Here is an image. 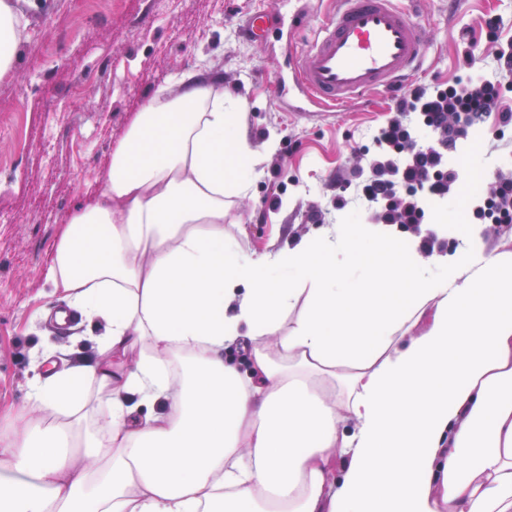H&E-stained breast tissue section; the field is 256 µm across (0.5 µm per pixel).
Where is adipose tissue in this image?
<instances>
[{
	"mask_svg": "<svg viewBox=\"0 0 512 512\" xmlns=\"http://www.w3.org/2000/svg\"><path fill=\"white\" fill-rule=\"evenodd\" d=\"M40 7L0 0V79ZM178 85L61 229L45 278L104 332L0 414V512H512V252L451 261L369 224L244 250L240 100Z\"/></svg>",
	"mask_w": 512,
	"mask_h": 512,
	"instance_id": "1",
	"label": "adipose tissue"
}]
</instances>
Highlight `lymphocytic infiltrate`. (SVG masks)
<instances>
[{"label": "lymphocytic infiltrate", "instance_id": "1", "mask_svg": "<svg viewBox=\"0 0 512 512\" xmlns=\"http://www.w3.org/2000/svg\"><path fill=\"white\" fill-rule=\"evenodd\" d=\"M497 83L488 80L459 82L444 88L427 90L414 86L400 98L396 114L382 127L379 139L386 147L406 153L404 164L394 160L375 161L358 191L366 209L376 210L386 224L420 226L425 221L423 201L445 198L449 192L465 190L456 170L442 171V151L451 139H463L461 127L450 122V114L499 111L501 121H511L512 111L498 109ZM419 111L423 124L434 133L433 145L417 149L405 123L408 112Z\"/></svg>", "mask_w": 512, "mask_h": 512}]
</instances>
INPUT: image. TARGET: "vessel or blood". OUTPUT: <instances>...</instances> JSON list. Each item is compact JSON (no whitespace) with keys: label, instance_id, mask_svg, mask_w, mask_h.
Returning a JSON list of instances; mask_svg holds the SVG:
<instances>
[{"label":"vessel or blood","instance_id":"obj_1","mask_svg":"<svg viewBox=\"0 0 512 512\" xmlns=\"http://www.w3.org/2000/svg\"><path fill=\"white\" fill-rule=\"evenodd\" d=\"M273 25V14L258 10L243 34L258 42ZM428 44L400 0H336L335 13L299 56L295 85L309 101L339 108L376 88L403 85L420 71Z\"/></svg>","mask_w":512,"mask_h":512}]
</instances>
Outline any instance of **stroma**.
<instances>
[{
	"label": "stroma",
	"instance_id": "35a3bbf8",
	"mask_svg": "<svg viewBox=\"0 0 512 512\" xmlns=\"http://www.w3.org/2000/svg\"><path fill=\"white\" fill-rule=\"evenodd\" d=\"M81 6L44 0L13 75L0 80V406L16 412L29 408L34 377L97 354L101 324L58 328L53 314L62 302L44 273L62 225L102 191L111 152L156 91L189 70L218 76L243 101L252 147L274 142L250 192L232 198L224 217L225 233L239 235L242 247L274 252L336 224L363 223L353 174L377 153L375 137L396 99L376 91L336 110L295 89L284 47L304 50L335 0H121L71 29ZM412 7L430 38L420 84L497 81L500 107L512 108V74L498 59L512 48V0ZM256 9L281 19L260 44L241 35ZM482 128L483 138L466 141L461 169L483 194L485 173L512 175V125L500 126L491 112ZM472 204L469 196L437 202L459 243L456 257L512 252V228L471 222Z\"/></svg>",
	"mask_w": 512,
	"mask_h": 512
}]
</instances>
